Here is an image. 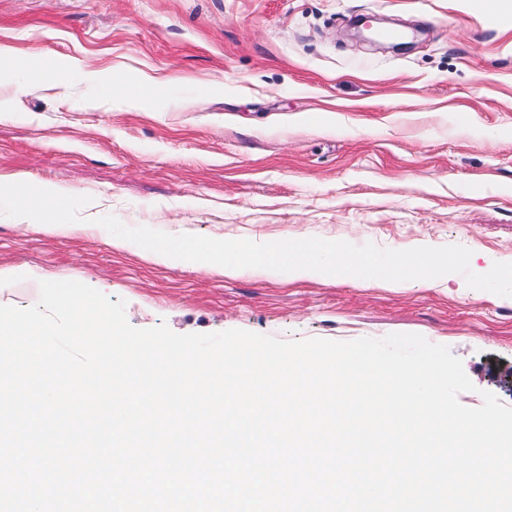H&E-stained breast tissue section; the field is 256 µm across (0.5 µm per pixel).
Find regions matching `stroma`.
<instances>
[{
  "mask_svg": "<svg viewBox=\"0 0 512 512\" xmlns=\"http://www.w3.org/2000/svg\"><path fill=\"white\" fill-rule=\"evenodd\" d=\"M423 34L395 54L351 23ZM0 187L52 188L72 233L0 206V305L75 280L137 328L243 329L352 341L414 333L448 346L512 406V297L350 276L227 278L117 249L97 217L257 243L318 237L461 245L478 273L512 260V0H0ZM51 83L18 91L19 69Z\"/></svg>",
  "mask_w": 512,
  "mask_h": 512,
  "instance_id": "obj_1",
  "label": "stroma"
}]
</instances>
